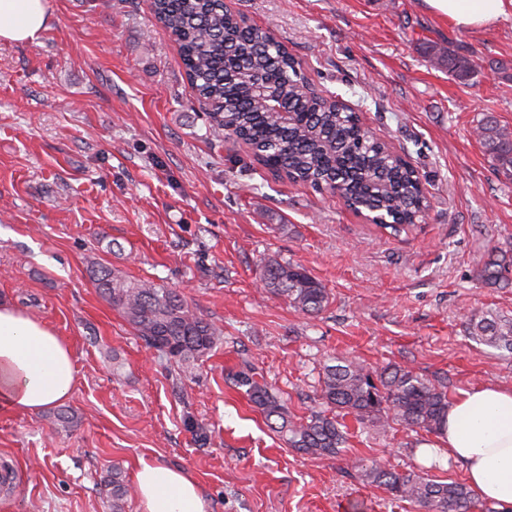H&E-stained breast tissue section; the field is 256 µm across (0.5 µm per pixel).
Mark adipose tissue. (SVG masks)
Listing matches in <instances>:
<instances>
[{"instance_id":"1","label":"adipose tissue","mask_w":512,"mask_h":512,"mask_svg":"<svg viewBox=\"0 0 512 512\" xmlns=\"http://www.w3.org/2000/svg\"><path fill=\"white\" fill-rule=\"evenodd\" d=\"M46 0H0V43L38 38ZM431 11L465 29H482L512 11V0H425ZM75 382L73 356L49 325L0 303V408L23 413L64 402ZM464 463L468 485L485 501L512 506V390L485 384L462 391L449 406L441 437ZM141 512H205L196 481L158 463L135 474Z\"/></svg>"}]
</instances>
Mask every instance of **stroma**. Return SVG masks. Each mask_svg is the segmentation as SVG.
Here are the masks:
<instances>
[{
  "label": "stroma",
  "instance_id": "stroma-1",
  "mask_svg": "<svg viewBox=\"0 0 512 512\" xmlns=\"http://www.w3.org/2000/svg\"><path fill=\"white\" fill-rule=\"evenodd\" d=\"M30 42L0 45V301L53 327L72 349L71 430L51 410L0 409V512H108L100 481L160 462L201 486L206 512H417L362 480L378 461L465 482L434 455L438 434L346 417L340 457L288 448L232 372L252 366L289 415L320 409L323 367L405 366L449 399L512 389V354L475 343L471 316L512 318V281L483 262L512 257V172L474 130L512 129V13L468 30L424 0H225L272 34L308 80L406 156L425 188L417 228L390 235L336 194L277 176L216 136L177 43L149 0H47ZM462 45L461 79L434 46ZM327 288L316 315L260 287L264 258ZM175 289L218 327L215 352L173 368L101 296L91 268Z\"/></svg>",
  "mask_w": 512,
  "mask_h": 512
}]
</instances>
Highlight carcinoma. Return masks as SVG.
Segmentation results:
<instances>
[{
    "mask_svg": "<svg viewBox=\"0 0 512 512\" xmlns=\"http://www.w3.org/2000/svg\"><path fill=\"white\" fill-rule=\"evenodd\" d=\"M154 17L179 46L192 91L211 104L215 133L232 130L238 140L258 150L267 168L314 188L338 180L342 193L364 205L371 216H384L381 225L397 236L417 225L427 198L413 166L386 143L373 137L360 116L319 94L301 98L297 84L304 77L295 69L287 49L244 17L224 9V0H151ZM436 58L463 77L470 60L445 49ZM295 113L284 125L254 92L256 81ZM477 136L493 166L512 169V132L493 119L482 121ZM505 261L487 262L483 277L491 283L507 279ZM100 294L133 326L139 338L168 361L186 365L222 344L221 331L185 303L176 291L141 281L122 279L106 266L92 270ZM260 281L307 314L319 313L329 294L321 281L299 265L276 257L264 259ZM468 335L475 341L512 353V319L485 314L471 319ZM236 385L261 409L266 421L289 447L304 456L337 457L347 443L346 425L339 415L352 414L361 422L384 423L390 414L406 428L441 433L448 417V393L412 370L391 365L379 374L354 361L324 367L320 400L326 409L299 421L288 417L284 401L249 366L234 375ZM352 468L393 497L408 501L421 512H471L477 501L460 482L434 480L412 470H391L359 459ZM111 512H125L129 489L121 468L101 480Z\"/></svg>",
    "mask_w": 512,
    "mask_h": 512,
    "instance_id": "carcinoma-1",
    "label": "carcinoma"
}]
</instances>
